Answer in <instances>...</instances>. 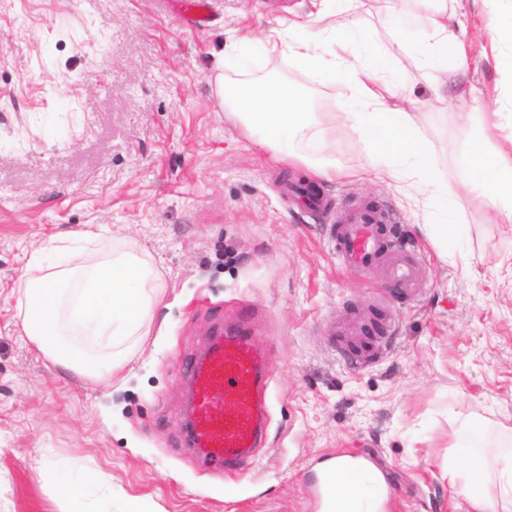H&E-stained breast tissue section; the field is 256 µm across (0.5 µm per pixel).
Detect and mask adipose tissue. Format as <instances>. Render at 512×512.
<instances>
[{
  "instance_id": "ef3b65f1",
  "label": "adipose tissue",
  "mask_w": 512,
  "mask_h": 512,
  "mask_svg": "<svg viewBox=\"0 0 512 512\" xmlns=\"http://www.w3.org/2000/svg\"><path fill=\"white\" fill-rule=\"evenodd\" d=\"M344 2L318 41H311L305 24L296 22L278 30L275 39L264 40V47L287 54L325 92L339 85L351 90L362 109L338 113L337 118L365 141L375 171L394 180L414 178L426 190L441 189L455 196V188L441 186L435 167L424 160L423 104L407 88L389 101L380 93L388 59L409 48L401 27L392 25L389 44L376 46L359 24L364 0ZM435 2L421 18L431 39L418 48L430 63L462 50L454 27L464 7L462 0ZM218 92L225 110L239 118L260 145L285 159L312 161L315 175L328 180L334 177L324 158L326 140L318 134L308 135L313 114L296 93L263 82H222ZM458 119L479 128L468 155L461 160L470 202L491 215L512 219V152L486 151L491 126L483 113L462 112ZM97 240L91 231H77L35 249L27 263L28 272L21 278L18 298L22 336L53 365L90 378L128 363V341L139 335L161 300L151 266L136 253L116 251L101 260L76 263V256ZM455 437L448 479L458 496L475 512H512V447L499 446L494 456H487L485 429L474 420L462 422ZM492 483L498 488L494 495L488 490Z\"/></svg>"
}]
</instances>
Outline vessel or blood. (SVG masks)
Here are the masks:
<instances>
[{
    "instance_id": "1",
    "label": "vessel or blood",
    "mask_w": 512,
    "mask_h": 512,
    "mask_svg": "<svg viewBox=\"0 0 512 512\" xmlns=\"http://www.w3.org/2000/svg\"><path fill=\"white\" fill-rule=\"evenodd\" d=\"M336 247L348 269L368 270L383 262L389 265L395 286L408 292L416 289V266L404 253L388 248L369 211L347 214L336 229ZM187 371L186 447L216 465L244 467L265 435L268 365L264 345L240 330L219 333Z\"/></svg>"
}]
</instances>
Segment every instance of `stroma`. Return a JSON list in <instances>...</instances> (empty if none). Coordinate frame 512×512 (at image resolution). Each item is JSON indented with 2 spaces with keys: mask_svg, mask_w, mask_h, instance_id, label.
Masks as SVG:
<instances>
[{
  "mask_svg": "<svg viewBox=\"0 0 512 512\" xmlns=\"http://www.w3.org/2000/svg\"><path fill=\"white\" fill-rule=\"evenodd\" d=\"M512 0H468L469 62L437 103L409 55L396 69L428 108L420 131L441 183L460 186L473 136L456 113L479 100L496 115L495 144L512 141V65L490 22ZM185 0H0V512H324L321 466L366 460L387 483L384 512H458L448 455L460 422L512 440V221L466 195L460 233L422 227L446 200L415 180L369 169L362 140L333 119L335 96L281 52L227 54L314 0H210V22ZM414 0H366L386 41L389 11L412 43L427 36ZM285 84L319 115L336 176L277 162L225 112L215 77ZM373 205L390 220L420 290L365 274L336 252L341 215ZM89 252L139 254L162 301L130 342L131 361L92 381L54 367L17 332L30 253L76 230ZM362 319L358 345L338 334ZM245 325L270 360L268 441L238 474L184 446L187 365L218 325ZM53 469H45L44 461ZM112 485L111 499L65 497L58 472Z\"/></svg>",
  "mask_w": 512,
  "mask_h": 512,
  "instance_id": "35a3bbf8",
  "label": "stroma"
}]
</instances>
